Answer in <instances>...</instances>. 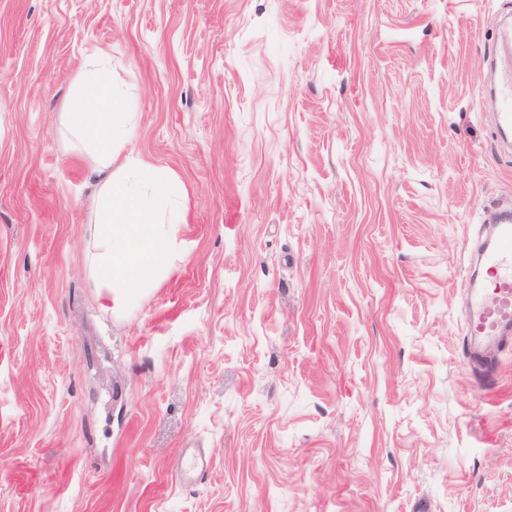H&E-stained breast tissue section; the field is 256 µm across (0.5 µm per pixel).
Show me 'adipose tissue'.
<instances>
[{"label":"adipose tissue","instance_id":"adipose-tissue-1","mask_svg":"<svg viewBox=\"0 0 512 512\" xmlns=\"http://www.w3.org/2000/svg\"><path fill=\"white\" fill-rule=\"evenodd\" d=\"M73 134L92 150L102 174L100 210L93 236L102 251L90 253L88 269L100 301L119 309L133 304L170 269L173 229L182 217L181 193L166 171L142 160L113 168L133 114L113 86L103 60L67 102Z\"/></svg>","mask_w":512,"mask_h":512}]
</instances>
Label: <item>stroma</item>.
Listing matches in <instances>:
<instances>
[{"instance_id":"1","label":"stroma","mask_w":512,"mask_h":512,"mask_svg":"<svg viewBox=\"0 0 512 512\" xmlns=\"http://www.w3.org/2000/svg\"><path fill=\"white\" fill-rule=\"evenodd\" d=\"M512 0H0V512H512V352L463 357L483 77ZM102 55L121 152L182 192L172 268L104 309ZM93 70L66 102V114L73 134L92 150L100 175L112 169V162L126 138L134 112L121 91L112 85L102 59H93Z\"/></svg>"}]
</instances>
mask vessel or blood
<instances>
[{"instance_id":"1","label":"vessel or blood","mask_w":512,"mask_h":512,"mask_svg":"<svg viewBox=\"0 0 512 512\" xmlns=\"http://www.w3.org/2000/svg\"><path fill=\"white\" fill-rule=\"evenodd\" d=\"M491 56L495 125L505 133L512 130L511 24L500 27ZM485 214L492 234L478 247L476 265L479 272L492 277L493 288L484 291L477 277H470L465 318L470 335L482 337L502 353L512 349V210L492 204Z\"/></svg>"}]
</instances>
